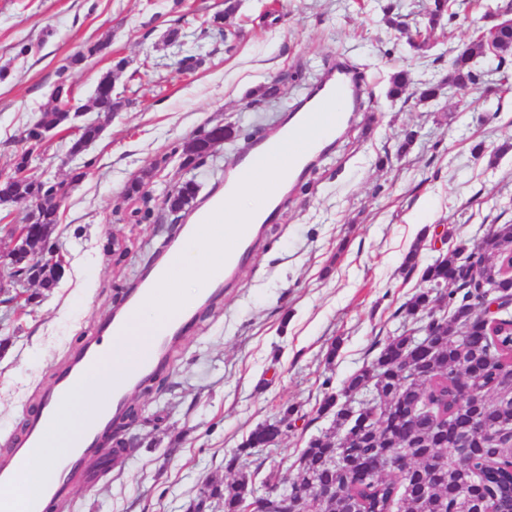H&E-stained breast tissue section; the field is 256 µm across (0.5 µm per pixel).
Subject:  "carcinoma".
<instances>
[{
	"label": "carcinoma",
	"mask_w": 512,
	"mask_h": 512,
	"mask_svg": "<svg viewBox=\"0 0 512 512\" xmlns=\"http://www.w3.org/2000/svg\"><path fill=\"white\" fill-rule=\"evenodd\" d=\"M455 0H433L426 14L425 31L432 32L456 15ZM390 27L405 32L395 4L379 5ZM496 50V70L508 79L512 68V28H492L466 46L463 55L451 61L448 74L435 83L417 88L423 100L438 97L445 86L462 88L476 81L472 60ZM106 42H89L56 72L51 99L54 106L42 111L40 119L25 130L23 147L15 155L13 168L21 178L0 182V206L22 203L43 194L64 201L69 195L66 181L36 180L25 175L33 156L40 154L42 130L59 129L70 135L68 153L84 154L86 147L102 134L95 118L74 127V114L67 108L73 96L69 69L105 55ZM414 84L406 69L390 78L388 96L399 99ZM132 104L115 91L112 72L100 77L88 102L80 109L109 117ZM203 128L182 146V166L195 162L205 149ZM198 186L187 181L168 193L169 206L188 210L197 197ZM60 209L48 205L25 217L32 225L30 239L42 243L32 251L36 262L46 268L40 286L52 288L59 272L53 262L51 235L59 224ZM512 251V223L495 226V237L472 248L457 238L448 253L422 270L429 288L416 293L405 305V320L415 328L388 339L375 356L351 375L342 388L329 394L319 412L333 415L334 431L307 442L294 462L295 472L283 487L305 490L309 499L301 509L347 512L355 505L362 512H512V387L505 369L512 365V278L502 273L501 256ZM472 258L483 264L480 281H462L457 272ZM496 292L501 311L489 321L477 311L479 299ZM476 393L475 406L466 396ZM366 408L370 424L362 426L354 415ZM479 417L497 434L493 441L472 433L471 421ZM280 437L276 422L257 427L244 446L229 460L235 478L203 488L211 498L224 503V512H240L243 502L258 492L250 465L256 449ZM408 456L411 468L399 475L387 460ZM321 484L336 486V502L318 507L316 490Z\"/></svg>",
	"instance_id": "obj_1"
}]
</instances>
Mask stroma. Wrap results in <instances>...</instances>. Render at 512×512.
<instances>
[{"label": "stroma", "mask_w": 512, "mask_h": 512, "mask_svg": "<svg viewBox=\"0 0 512 512\" xmlns=\"http://www.w3.org/2000/svg\"><path fill=\"white\" fill-rule=\"evenodd\" d=\"M496 3L457 0L456 17L430 35L420 57L387 27L376 0H239L221 36L203 32L201 18L223 10L224 0H0V170H11L24 130L52 104L57 69L85 41L108 42L112 56L72 69L76 101L87 103L119 59L126 66L116 85L132 100L105 119L85 154L92 166L60 210L52 237L64 264L60 282L19 286L26 306H0V459L7 442L25 438L28 415L143 267L168 254L167 192L192 179L205 200L243 147L277 132L279 104L252 111L253 91L283 75L296 100L344 58L372 94L341 138L289 184L233 285L197 307L154 379L126 395L137 412V448L98 449L92 460L101 476L75 481L51 512H184L207 482L232 479L227 462L257 425L292 407L299 420L263 450L257 475L289 479L307 441L332 427L318 413L325 393L402 333V307L423 287L419 273L403 269L408 251L419 247L430 263L448 250L444 229L477 245L492 225L512 222V80L496 73L493 57L476 60V84L437 99L386 96L396 67L445 75ZM174 26L180 41L170 44L164 37ZM185 44L205 58L188 75L178 69ZM489 86L496 95H485ZM216 124L233 130L215 149L216 171L181 168L182 143ZM409 127L420 136L398 154ZM67 146L56 133L29 176L69 179ZM138 177L152 209L141 222L140 200L124 193ZM116 243L128 250L118 263Z\"/></svg>", "instance_id": "35a3bbf8"}]
</instances>
